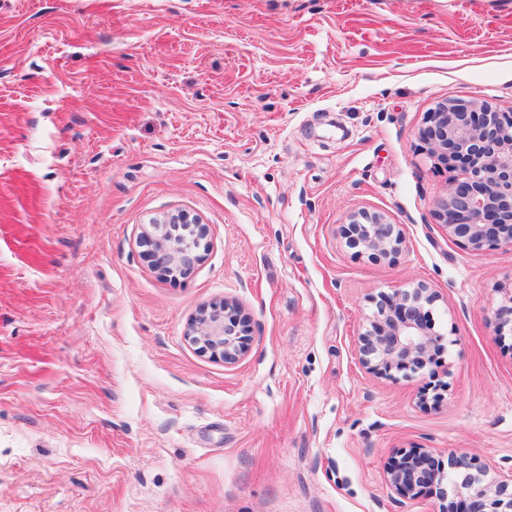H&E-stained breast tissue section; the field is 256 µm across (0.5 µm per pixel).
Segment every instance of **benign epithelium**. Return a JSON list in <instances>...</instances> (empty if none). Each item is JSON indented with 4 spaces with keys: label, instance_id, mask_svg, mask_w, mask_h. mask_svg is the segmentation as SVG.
Masks as SVG:
<instances>
[{
    "label": "benign epithelium",
    "instance_id": "obj_1",
    "mask_svg": "<svg viewBox=\"0 0 512 512\" xmlns=\"http://www.w3.org/2000/svg\"><path fill=\"white\" fill-rule=\"evenodd\" d=\"M420 138L438 165L454 167L466 160L463 177L434 203V215L448 227V234L475 250L512 245V113L486 101H442L427 112ZM342 232L349 246L377 256L396 251L403 241L397 225L366 211L351 214ZM205 233L204 225L177 214L162 225L161 233H144L139 244L154 269L167 277H183L202 262L197 248ZM435 300L436 294L422 285L384 297L371 329L358 338L363 365L385 376L423 368L431 352L440 349V334L428 309ZM509 302L494 313L501 336L512 333V297ZM248 327L237 308L225 303L202 310L190 323L187 338L200 350L232 363L244 352ZM430 462L431 457L420 452L400 454L387 472L389 489L410 497L442 482L443 473L429 467ZM449 465L464 475L454 482L456 499L443 512H512V473L492 475L477 459L455 453L449 455Z\"/></svg>",
    "mask_w": 512,
    "mask_h": 512
}]
</instances>
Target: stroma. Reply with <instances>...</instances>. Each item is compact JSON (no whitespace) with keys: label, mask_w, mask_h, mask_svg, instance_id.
I'll list each match as a JSON object with an SVG mask.
<instances>
[{"label":"stroma","mask_w":512,"mask_h":512,"mask_svg":"<svg viewBox=\"0 0 512 512\" xmlns=\"http://www.w3.org/2000/svg\"><path fill=\"white\" fill-rule=\"evenodd\" d=\"M512 110V0H0V512H441L398 452L512 470V247L433 214L445 100ZM399 225L374 258L351 213ZM206 224L187 276L138 244ZM425 285L442 349L369 372L384 295ZM251 319L237 362L186 337ZM431 457L416 451L404 452L387 472V485L398 496L410 497L425 487L441 483L444 475L430 468Z\"/></svg>","instance_id":"1"}]
</instances>
